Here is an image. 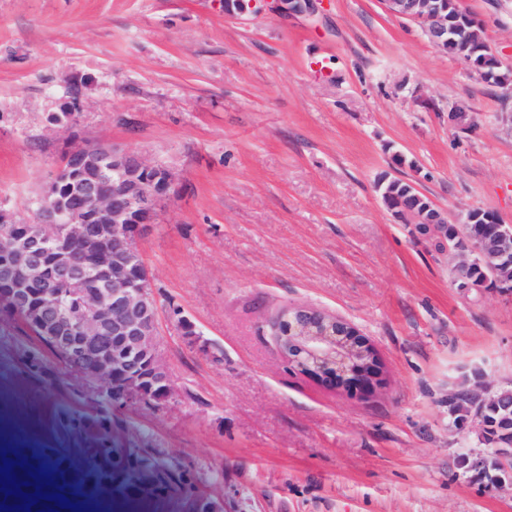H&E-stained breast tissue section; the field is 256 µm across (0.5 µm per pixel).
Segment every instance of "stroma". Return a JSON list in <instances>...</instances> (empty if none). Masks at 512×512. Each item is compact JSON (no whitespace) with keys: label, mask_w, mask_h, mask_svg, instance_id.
I'll return each instance as SVG.
<instances>
[{"label":"stroma","mask_w":512,"mask_h":512,"mask_svg":"<svg viewBox=\"0 0 512 512\" xmlns=\"http://www.w3.org/2000/svg\"><path fill=\"white\" fill-rule=\"evenodd\" d=\"M512 70V0H460ZM71 127L53 123L71 88ZM466 106L468 128L448 120ZM171 169L176 192L138 242L173 387L117 416L231 512H512V489L463 476L448 429L472 371L512 383V296L460 288L458 259L399 223L377 187L413 181L459 223L512 221V89L479 82L382 0H0V208L30 223L71 138ZM315 307L382 364L349 392L288 370L270 324ZM187 318L196 336L184 335ZM0 322V434L98 472L97 512H179L62 426L91 384Z\"/></svg>","instance_id":"obj_1"}]
</instances>
